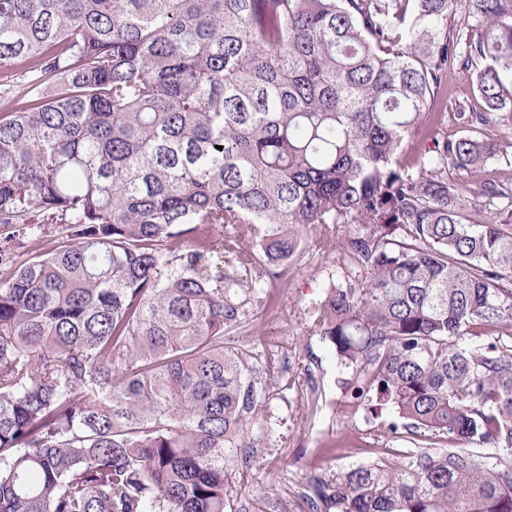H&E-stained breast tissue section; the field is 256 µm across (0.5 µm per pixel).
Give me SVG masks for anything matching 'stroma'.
Segmentation results:
<instances>
[{"label":"stroma","instance_id":"1","mask_svg":"<svg viewBox=\"0 0 512 512\" xmlns=\"http://www.w3.org/2000/svg\"><path fill=\"white\" fill-rule=\"evenodd\" d=\"M471 98L468 79L450 77L430 116L406 139L398 165L415 171L435 140L461 136L458 112ZM354 231V225L342 224L330 238L305 233L297 261L287 275L268 281L248 326L233 335L235 343L258 353L269 384L253 428L254 461L231 492L235 512H307L300 493L312 478L330 480L362 464L365 448L420 445L417 437L390 432L393 408L374 415L354 403L357 372L338 362L315 326L326 290L355 271L341 248ZM58 237L56 226L45 224L19 239L0 237V252L17 267Z\"/></svg>","mask_w":512,"mask_h":512}]
</instances>
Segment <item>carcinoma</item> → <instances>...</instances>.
Wrapping results in <instances>:
<instances>
[{
	"label": "carcinoma",
	"instance_id": "obj_1",
	"mask_svg": "<svg viewBox=\"0 0 512 512\" xmlns=\"http://www.w3.org/2000/svg\"><path fill=\"white\" fill-rule=\"evenodd\" d=\"M458 2L0 0V86L30 92L0 113V236L68 232L0 279V512H232L267 383L224 338L337 224L365 280L316 326L426 444L310 512H512V345L454 342L512 326V184L448 178L498 151L472 131L512 107V0ZM458 71L482 111L406 172Z\"/></svg>",
	"mask_w": 512,
	"mask_h": 512
}]
</instances>
